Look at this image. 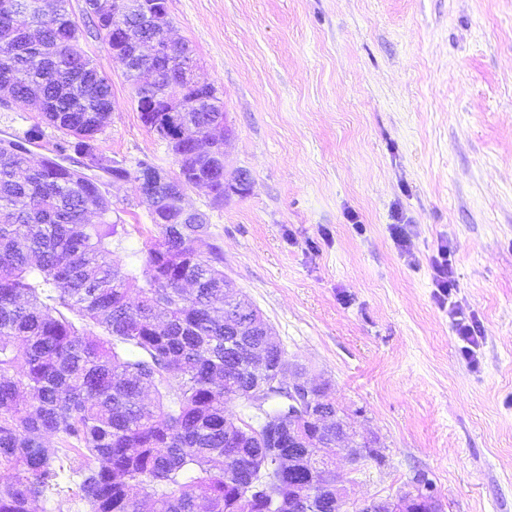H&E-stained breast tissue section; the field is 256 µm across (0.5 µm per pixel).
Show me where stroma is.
<instances>
[{"mask_svg":"<svg viewBox=\"0 0 512 512\" xmlns=\"http://www.w3.org/2000/svg\"><path fill=\"white\" fill-rule=\"evenodd\" d=\"M175 37L224 100L249 194L205 212L226 276L384 463H343L352 497L428 475L444 512H512V0H168ZM97 147L176 171L107 44ZM108 197L131 261L156 230L133 183ZM409 241L399 244L395 225ZM451 251L453 288L433 261ZM479 336L467 357L449 307ZM448 247L441 246L438 250V257L433 262L434 282L436 287L445 296L450 294L452 284V268L449 263Z\"/></svg>","mask_w":512,"mask_h":512,"instance_id":"1","label":"stroma"}]
</instances>
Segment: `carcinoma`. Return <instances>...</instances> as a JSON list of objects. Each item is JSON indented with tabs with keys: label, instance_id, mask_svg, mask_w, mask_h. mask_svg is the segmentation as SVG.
Returning a JSON list of instances; mask_svg holds the SVG:
<instances>
[{
	"label": "carcinoma",
	"instance_id": "obj_1",
	"mask_svg": "<svg viewBox=\"0 0 512 512\" xmlns=\"http://www.w3.org/2000/svg\"><path fill=\"white\" fill-rule=\"evenodd\" d=\"M0 0V77L14 100L41 98L40 122L20 140L60 132L53 154L36 163L21 153L0 155V512H36L47 495L76 486L75 502L89 512H287L282 496L320 491L326 476L303 464L288 437L269 444L273 414L237 418L227 402L288 364L269 352L260 366L243 361L265 336H234L224 326L226 300L255 308L239 293L225 296L219 247L206 242L209 225L189 224L168 185H158L167 223L141 268L113 261V238L128 234L95 175L66 166L86 156L112 176L97 152L111 120L112 82L81 46L85 35L112 28L104 14L86 29L56 0L46 20L33 8ZM120 19L153 30L145 13L120 4ZM161 78L146 86L132 70V102L183 96L186 118L210 126L207 148L195 151L166 132L161 112L143 124L165 142L189 188L200 183L224 204V103L183 79L197 67L187 45L152 61ZM156 397L146 398V387ZM309 446L332 448L339 428L308 427ZM56 438L59 448L50 445Z\"/></svg>",
	"mask_w": 512,
	"mask_h": 512
}]
</instances>
